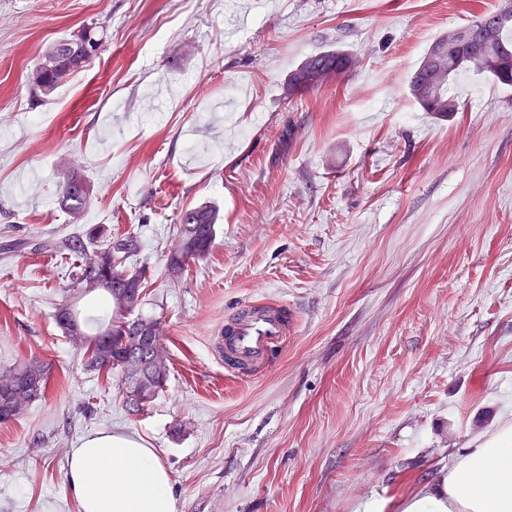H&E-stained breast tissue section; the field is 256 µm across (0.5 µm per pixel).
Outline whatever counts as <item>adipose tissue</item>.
I'll return each mask as SVG.
<instances>
[{
    "mask_svg": "<svg viewBox=\"0 0 512 512\" xmlns=\"http://www.w3.org/2000/svg\"><path fill=\"white\" fill-rule=\"evenodd\" d=\"M80 512H176L170 470L142 439L98 431L70 458ZM402 512H512V418L501 416L403 500Z\"/></svg>",
    "mask_w": 512,
    "mask_h": 512,
    "instance_id": "adipose-tissue-1",
    "label": "adipose tissue"
}]
</instances>
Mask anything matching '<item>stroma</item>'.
<instances>
[{
	"instance_id": "35a3bbf8",
	"label": "stroma",
	"mask_w": 512,
	"mask_h": 512,
	"mask_svg": "<svg viewBox=\"0 0 512 512\" xmlns=\"http://www.w3.org/2000/svg\"><path fill=\"white\" fill-rule=\"evenodd\" d=\"M503 0H0V367L50 365L44 398L0 423V512H78L72 448L132 434L172 473L176 512H388L512 412V88L473 71L459 109L423 112L429 46ZM101 55L50 97L28 72L84 25ZM345 81L287 97L319 50ZM91 185L82 223L58 204ZM217 212L207 258L173 276L186 206ZM120 230L149 269L166 385L126 405L56 323L72 258L38 252ZM287 342L228 377L212 339L250 303Z\"/></svg>"
}]
</instances>
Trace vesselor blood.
<instances>
[{
	"mask_svg": "<svg viewBox=\"0 0 512 512\" xmlns=\"http://www.w3.org/2000/svg\"><path fill=\"white\" fill-rule=\"evenodd\" d=\"M290 321L282 306L275 303L248 306L224 325L212 347L227 372L236 374L263 365L271 350L283 344Z\"/></svg>",
	"mask_w": 512,
	"mask_h": 512,
	"instance_id": "b4317fda",
	"label": "vessel or blood"
}]
</instances>
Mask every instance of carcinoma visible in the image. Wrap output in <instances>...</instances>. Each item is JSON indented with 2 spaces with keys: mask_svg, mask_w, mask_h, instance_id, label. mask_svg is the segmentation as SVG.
<instances>
[{
  "mask_svg": "<svg viewBox=\"0 0 512 512\" xmlns=\"http://www.w3.org/2000/svg\"><path fill=\"white\" fill-rule=\"evenodd\" d=\"M436 54L432 65L421 59L410 76V96L421 109L433 116L445 117L457 111V101L448 95V85L460 73L468 70L480 72L495 84L512 86V3L506 2L498 10L484 13L469 24L437 38L426 51ZM43 65L35 66L29 74L33 88L47 96L65 85L74 74L84 70L92 59L84 46L63 37L53 42L41 59ZM353 67L350 54L340 50H322L307 56L289 75L287 92L294 97L319 86L307 80L310 74L320 75L331 84L345 77ZM89 202V186L84 177L72 171L60 195V207L73 221L82 220ZM181 225L178 229L179 243L167 258L168 270L173 273L184 271L190 260L206 257L216 238V211L210 206H189L178 215ZM138 240L132 235H121L104 243L98 241L96 230H90L84 237L67 240L63 245L45 243L44 251L66 252L77 260L75 266L76 294L82 298L100 294L107 304H112V293L131 290V299L142 301L147 287V272L143 267L129 268L126 262L137 253ZM102 270L104 282L100 287L85 291V282L92 274ZM148 323V319L133 316L131 311L111 309V316L98 324L95 332L82 333L86 344L84 350L92 353L87 367L98 372L124 375L125 354L129 345L135 342L126 328L132 322ZM110 338V344H103V338ZM7 371L28 378L39 377L49 382L50 368L37 358L18 363ZM168 371L152 375L151 384L144 397L145 404L154 401L163 390Z\"/></svg>",
  "mask_w": 512,
  "mask_h": 512,
  "instance_id": "1",
  "label": "carcinoma"
}]
</instances>
